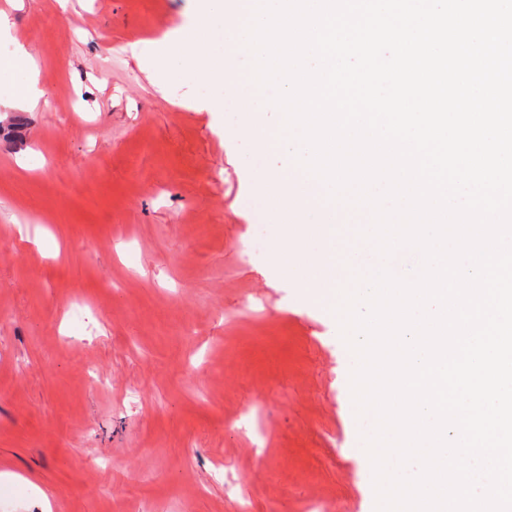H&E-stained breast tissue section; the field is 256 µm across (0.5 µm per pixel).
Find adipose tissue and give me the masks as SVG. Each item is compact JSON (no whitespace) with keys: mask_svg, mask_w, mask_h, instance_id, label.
I'll list each match as a JSON object with an SVG mask.
<instances>
[{"mask_svg":"<svg viewBox=\"0 0 512 512\" xmlns=\"http://www.w3.org/2000/svg\"><path fill=\"white\" fill-rule=\"evenodd\" d=\"M0 41L12 43L13 51L0 55V107L34 111L47 103L39 83L36 61L13 34L6 13L0 12Z\"/></svg>","mask_w":512,"mask_h":512,"instance_id":"obj_1","label":"adipose tissue"}]
</instances>
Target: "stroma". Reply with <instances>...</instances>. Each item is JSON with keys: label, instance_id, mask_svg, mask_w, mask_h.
Wrapping results in <instances>:
<instances>
[{"label": "stroma", "instance_id": "35a3bbf8", "mask_svg": "<svg viewBox=\"0 0 512 512\" xmlns=\"http://www.w3.org/2000/svg\"><path fill=\"white\" fill-rule=\"evenodd\" d=\"M1 9L49 106L0 112V512H311L313 481L372 512L336 330L245 257L242 146L192 82L158 92L129 49L193 0Z\"/></svg>", "mask_w": 512, "mask_h": 512}]
</instances>
